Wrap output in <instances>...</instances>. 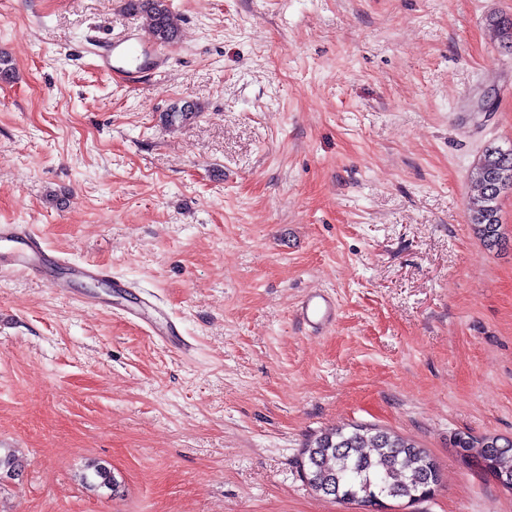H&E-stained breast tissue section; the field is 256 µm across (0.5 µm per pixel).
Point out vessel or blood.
Returning <instances> with one entry per match:
<instances>
[{"label":"vessel or blood","instance_id":"vessel-or-blood-1","mask_svg":"<svg viewBox=\"0 0 512 512\" xmlns=\"http://www.w3.org/2000/svg\"><path fill=\"white\" fill-rule=\"evenodd\" d=\"M96 67L104 76L123 72L131 77L165 67L167 51L152 42L146 30L137 29L94 50ZM0 270L24 273L53 287L76 280L108 281L110 269L94 262L76 263L50 252L42 238L24 224H0ZM123 317L147 324L164 346L184 351L188 345L180 336L175 321L149 300L143 299L122 311ZM296 318L310 331L319 333L336 322V301L328 293L307 294L296 309Z\"/></svg>","mask_w":512,"mask_h":512}]
</instances>
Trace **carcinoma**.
<instances>
[{
    "instance_id": "carcinoma-1",
    "label": "carcinoma",
    "mask_w": 512,
    "mask_h": 512,
    "mask_svg": "<svg viewBox=\"0 0 512 512\" xmlns=\"http://www.w3.org/2000/svg\"><path fill=\"white\" fill-rule=\"evenodd\" d=\"M128 9L143 14L151 36L159 43L173 45L179 39V26L169 0H127ZM500 48L512 53V18L492 15ZM199 113L192 102L174 105L160 115L166 127L183 124ZM471 176L478 194L468 204V221L488 250L503 245L500 200L512 191V147L487 146ZM478 465L493 477L512 476V440L486 437L480 442ZM306 476L310 487L343 504L362 506L371 498L422 499L421 493L438 484L439 471L427 453L409 439L387 430L355 425L349 432L331 430L320 433L306 444ZM24 461L11 452L0 454V474L16 479L22 476ZM91 473L81 481L92 489L116 491L117 483L108 466L92 462Z\"/></svg>"
}]
</instances>
